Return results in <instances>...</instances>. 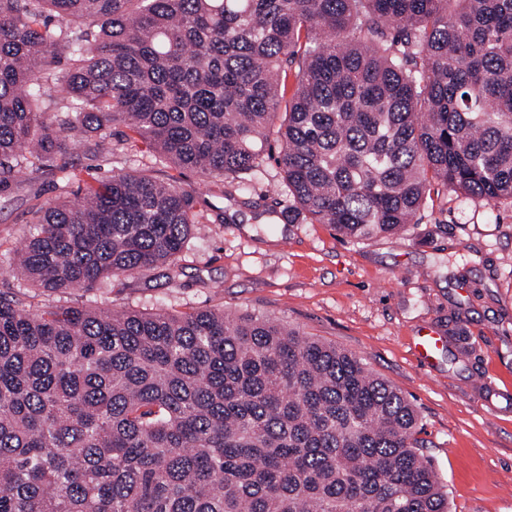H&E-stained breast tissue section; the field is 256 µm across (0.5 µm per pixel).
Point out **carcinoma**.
Listing matches in <instances>:
<instances>
[{
	"mask_svg": "<svg viewBox=\"0 0 512 512\" xmlns=\"http://www.w3.org/2000/svg\"><path fill=\"white\" fill-rule=\"evenodd\" d=\"M115 125L231 181L274 133L288 223L399 238L438 186L512 199V0H0V185ZM202 220L120 171L36 210L10 273L88 289ZM420 433L360 358L275 319L33 310L0 284V512H449Z\"/></svg>",
	"mask_w": 512,
	"mask_h": 512,
	"instance_id": "1",
	"label": "carcinoma"
}]
</instances>
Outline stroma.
I'll use <instances>...</instances> for the list:
<instances>
[{
  "label": "stroma",
  "instance_id": "stroma-1",
  "mask_svg": "<svg viewBox=\"0 0 512 512\" xmlns=\"http://www.w3.org/2000/svg\"><path fill=\"white\" fill-rule=\"evenodd\" d=\"M128 131L106 149L78 144L33 162L23 181L0 187V274L27 240L34 211L77 201L112 173L174 180L207 219L168 266L103 279L66 294L25 282L33 306L100 307L171 314L221 309L279 320L351 352L419 411L428 456L448 489L451 512H512V201L425 208L405 239L351 242L325 224H283L288 200L266 146L253 189L159 162ZM223 212L230 219L209 223ZM433 332L443 345L431 368L413 345Z\"/></svg>",
  "mask_w": 512,
  "mask_h": 512
}]
</instances>
